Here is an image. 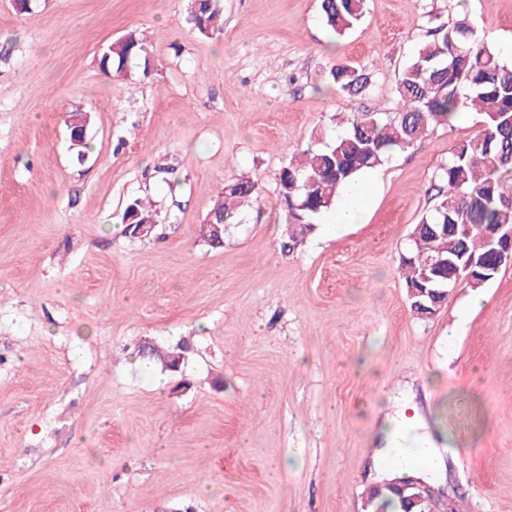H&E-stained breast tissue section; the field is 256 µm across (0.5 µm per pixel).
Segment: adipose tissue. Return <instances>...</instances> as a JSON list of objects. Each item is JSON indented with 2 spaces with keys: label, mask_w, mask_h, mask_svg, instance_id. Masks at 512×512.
Wrapping results in <instances>:
<instances>
[{
  "label": "adipose tissue",
  "mask_w": 512,
  "mask_h": 512,
  "mask_svg": "<svg viewBox=\"0 0 512 512\" xmlns=\"http://www.w3.org/2000/svg\"><path fill=\"white\" fill-rule=\"evenodd\" d=\"M370 187V181L365 179L355 181L344 190L342 200L331 219L335 230L340 231L347 225L361 222L367 208ZM390 402L395 414L386 418L384 423L385 445L375 458L378 476L391 479L400 473L438 470L441 460L431 435L425 430L422 417H409L405 414L409 404L406 393L391 397Z\"/></svg>",
  "instance_id": "1"
}]
</instances>
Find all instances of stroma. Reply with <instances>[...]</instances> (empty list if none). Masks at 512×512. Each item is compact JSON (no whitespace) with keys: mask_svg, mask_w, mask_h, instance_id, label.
Masks as SVG:
<instances>
[{"mask_svg":"<svg viewBox=\"0 0 512 512\" xmlns=\"http://www.w3.org/2000/svg\"><path fill=\"white\" fill-rule=\"evenodd\" d=\"M0 0V512H364L388 396L422 408L441 512H512V267L414 315L399 257L474 118L375 171L362 223L284 249L278 174L347 112H388L429 29L465 13L512 62V0H365L334 35L319 0ZM142 34L117 80L102 46ZM344 60L371 77L336 90ZM87 112L84 151L69 113ZM259 197L220 248L226 182ZM149 238L125 233L133 199ZM176 374L140 358L180 340ZM187 20L203 35L220 29V13L216 0H189Z\"/></svg>","mask_w":512,"mask_h":512,"instance_id":"35a3bbf8","label":"stroma"}]
</instances>
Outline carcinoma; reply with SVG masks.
<instances>
[{"mask_svg":"<svg viewBox=\"0 0 512 512\" xmlns=\"http://www.w3.org/2000/svg\"><path fill=\"white\" fill-rule=\"evenodd\" d=\"M322 18L334 33L354 28L364 14V0H321ZM187 20L203 35L220 29L216 0H189ZM100 67L113 78L125 76L134 60L147 59V45L130 32L104 48ZM336 89L353 97L370 85L369 74L346 63L331 70ZM392 112H354L346 126L326 140L308 144L288 161L279 175L288 242L293 249L315 230L317 218L331 209L343 188L362 173L388 161L420 142L430 131L447 126L458 111L469 108L480 118L482 130L455 144L441 168L433 208L410 232L412 250L401 257V268L411 310L418 315L459 282L458 268L471 264L473 290L484 288L512 266V248L503 233L512 228V63L468 18L443 22L428 32L416 54L401 70L395 86ZM258 198V184L241 178L224 184L221 200L209 211L224 226L240 223V207ZM448 226L444 231L438 225ZM448 259V268L436 276L448 288L430 294L424 267L432 257ZM414 512H427L432 493L424 485L409 490ZM403 512L404 504L385 485L373 487L367 512Z\"/></svg>","mask_w":512,"mask_h":512,"instance_id":"cac0c4a2","label":"carcinoma"}]
</instances>
